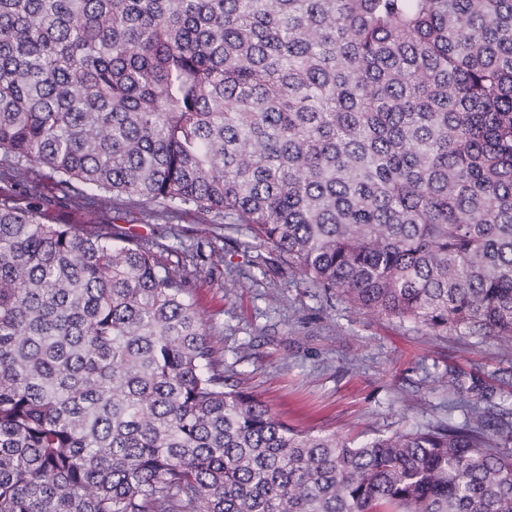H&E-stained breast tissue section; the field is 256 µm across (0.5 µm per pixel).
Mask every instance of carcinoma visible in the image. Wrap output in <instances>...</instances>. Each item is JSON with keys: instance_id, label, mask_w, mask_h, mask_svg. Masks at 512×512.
<instances>
[{"instance_id": "1", "label": "carcinoma", "mask_w": 512, "mask_h": 512, "mask_svg": "<svg viewBox=\"0 0 512 512\" xmlns=\"http://www.w3.org/2000/svg\"><path fill=\"white\" fill-rule=\"evenodd\" d=\"M0 512H512V409L354 446L224 374L163 245L246 224L325 297L512 349V0H0ZM181 258L176 266L171 256Z\"/></svg>"}]
</instances>
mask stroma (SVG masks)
Returning a JSON list of instances; mask_svg holds the SVG:
<instances>
[{"mask_svg":"<svg viewBox=\"0 0 512 512\" xmlns=\"http://www.w3.org/2000/svg\"><path fill=\"white\" fill-rule=\"evenodd\" d=\"M44 210L60 224H116L129 234L192 244L213 225L194 216H148L101 194L64 197L40 187ZM226 266L195 280L199 310L216 327L212 341L225 372L300 432L361 443L452 420L453 375L495 388L494 404L512 407V350L468 336H431L398 319L370 314L341 298L325 299L253 240L246 225L223 231ZM251 260V278L237 266Z\"/></svg>","mask_w":512,"mask_h":512,"instance_id":"1","label":"stroma"}]
</instances>
